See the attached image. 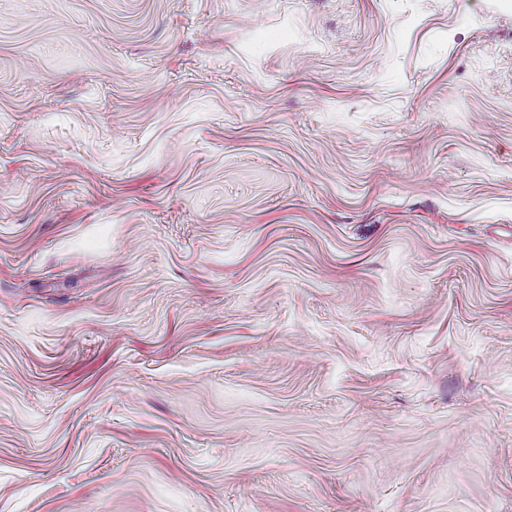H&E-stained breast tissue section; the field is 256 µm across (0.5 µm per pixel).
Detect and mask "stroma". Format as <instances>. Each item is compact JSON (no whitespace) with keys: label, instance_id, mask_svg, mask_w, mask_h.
Masks as SVG:
<instances>
[{"label":"stroma","instance_id":"35a3bbf8","mask_svg":"<svg viewBox=\"0 0 512 512\" xmlns=\"http://www.w3.org/2000/svg\"><path fill=\"white\" fill-rule=\"evenodd\" d=\"M0 512H512V0H0Z\"/></svg>","mask_w":512,"mask_h":512}]
</instances>
